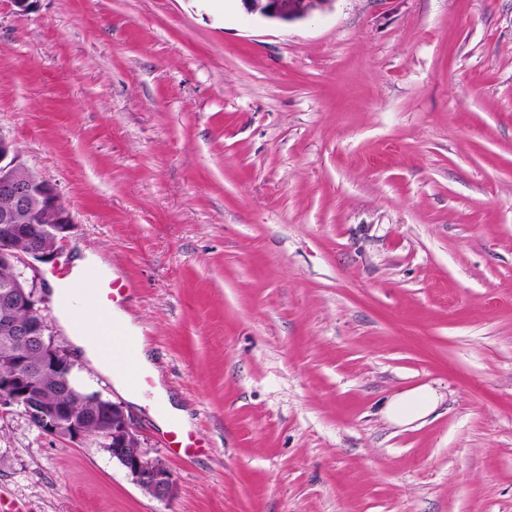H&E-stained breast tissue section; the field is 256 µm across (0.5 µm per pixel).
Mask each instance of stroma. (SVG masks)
Wrapping results in <instances>:
<instances>
[{
  "label": "stroma",
  "instance_id": "obj_1",
  "mask_svg": "<svg viewBox=\"0 0 512 512\" xmlns=\"http://www.w3.org/2000/svg\"><path fill=\"white\" fill-rule=\"evenodd\" d=\"M0 133L128 285L206 444L145 496L0 410L25 512H512V0H0ZM443 396L408 427L386 401ZM245 11L272 21L304 20L323 11L333 0H241Z\"/></svg>",
  "mask_w": 512,
  "mask_h": 512
}]
</instances>
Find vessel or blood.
<instances>
[{"instance_id": "vessel-or-blood-1", "label": "vessel or blood", "mask_w": 512, "mask_h": 512, "mask_svg": "<svg viewBox=\"0 0 512 512\" xmlns=\"http://www.w3.org/2000/svg\"><path fill=\"white\" fill-rule=\"evenodd\" d=\"M125 293L126 285L122 280L106 281L91 271L83 284L70 288L68 296L78 299L89 313L106 317L107 322L97 340V356L111 362L116 371L125 376L129 388L139 390L146 386L147 380L137 369L138 345L126 334L121 323L109 316L110 308L121 304ZM164 443L180 458L195 457L202 448L198 435L175 420L168 423Z\"/></svg>"}]
</instances>
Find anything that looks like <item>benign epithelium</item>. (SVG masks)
<instances>
[{
	"label": "benign epithelium",
	"instance_id": "1",
	"mask_svg": "<svg viewBox=\"0 0 512 512\" xmlns=\"http://www.w3.org/2000/svg\"><path fill=\"white\" fill-rule=\"evenodd\" d=\"M245 11L272 21H299L320 12L333 0H241ZM23 166L11 141L0 135V198L12 202L0 209V266L17 272V278L0 294V410L22 409L29 422L42 433L62 439L78 440L85 436L83 420L67 406L47 402L41 387L25 366V346L33 344L41 354L40 369L72 370L62 349L46 335L47 325L37 306L34 281L28 273L39 271V265L55 259L71 229V217L57 189L50 182L17 177ZM54 214L52 224L44 228V239L35 237L30 225L43 212ZM28 313L19 322L15 315ZM96 417L101 420L103 447L131 476L148 496L167 500L176 493L171 472L158 459H150L144 450L139 431L123 407L98 393H92Z\"/></svg>",
	"mask_w": 512,
	"mask_h": 512
}]
</instances>
